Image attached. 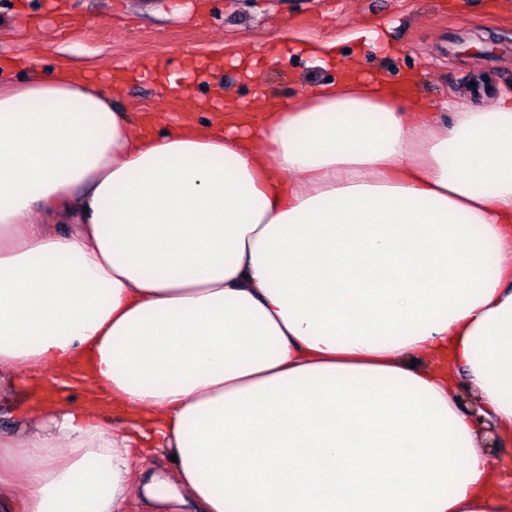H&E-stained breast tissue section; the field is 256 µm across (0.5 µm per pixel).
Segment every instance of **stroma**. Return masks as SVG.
Returning a JSON list of instances; mask_svg holds the SVG:
<instances>
[{
  "mask_svg": "<svg viewBox=\"0 0 512 512\" xmlns=\"http://www.w3.org/2000/svg\"><path fill=\"white\" fill-rule=\"evenodd\" d=\"M0 0V63L38 52L44 72L68 65L76 75L112 88V74L131 73L121 100L134 116L170 115L164 78L136 73L158 60L168 73L187 71L180 52L191 43L199 59L218 58L219 84L252 109L264 96L292 98L309 86L338 80L355 61L363 76L398 82L418 77L419 96L434 112L445 103L483 108L512 92V0ZM382 27L385 46L355 39ZM283 35L277 60L255 85L232 55L259 59L268 39ZM334 41L339 67L306 55L303 43ZM24 79L21 67L10 72Z\"/></svg>",
  "mask_w": 512,
  "mask_h": 512,
  "instance_id": "35a3bbf8",
  "label": "stroma"
}]
</instances>
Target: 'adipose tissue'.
<instances>
[{"label":"adipose tissue","instance_id":"adipose-tissue-1","mask_svg":"<svg viewBox=\"0 0 512 512\" xmlns=\"http://www.w3.org/2000/svg\"><path fill=\"white\" fill-rule=\"evenodd\" d=\"M0 74V512H512V94L351 76L213 123ZM51 366L54 377L41 376ZM63 385L79 403L41 391ZM474 398L464 406L463 394ZM134 473L133 484L130 487L129 494V512H149L153 511L147 501L142 495L141 479H142V465L138 458L134 459Z\"/></svg>","mask_w":512,"mask_h":512}]
</instances>
